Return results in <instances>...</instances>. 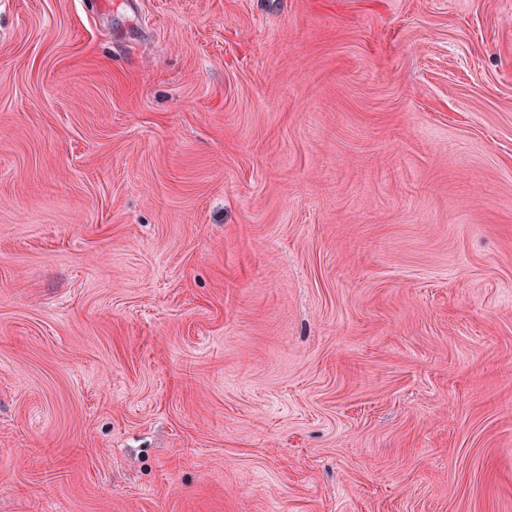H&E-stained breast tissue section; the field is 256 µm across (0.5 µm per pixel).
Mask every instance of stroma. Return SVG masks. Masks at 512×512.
<instances>
[{
	"instance_id": "35a3bbf8",
	"label": "stroma",
	"mask_w": 512,
	"mask_h": 512,
	"mask_svg": "<svg viewBox=\"0 0 512 512\" xmlns=\"http://www.w3.org/2000/svg\"><path fill=\"white\" fill-rule=\"evenodd\" d=\"M0 512H512V0H0Z\"/></svg>"
}]
</instances>
